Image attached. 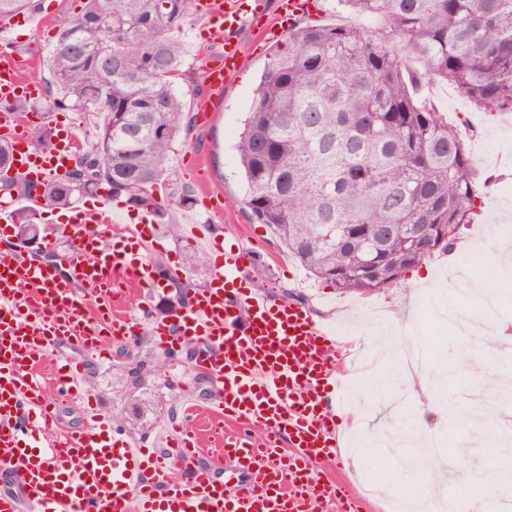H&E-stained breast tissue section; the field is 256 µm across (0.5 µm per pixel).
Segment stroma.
<instances>
[{
	"mask_svg": "<svg viewBox=\"0 0 512 512\" xmlns=\"http://www.w3.org/2000/svg\"><path fill=\"white\" fill-rule=\"evenodd\" d=\"M36 2L41 30L29 27L25 14H17L9 28L0 29V50L9 52L21 65L23 79L46 85L50 82L49 50L86 0ZM181 38L185 56L178 86L187 94L189 107L195 109L200 100L193 97L192 90L202 84L206 65L221 52L223 42L208 35L205 18L194 12L185 19ZM240 41L241 66L226 86L222 103L209 123L192 121L172 161L174 182L190 191L193 202L182 207L176 199H166L165 216L159 219L154 237L142 242V250L159 268L176 269L181 279L207 285L214 262L195 263V256L204 255L206 249L186 243L182 227L203 222L217 225L225 247L252 249L254 260L247 275L254 286L274 300L304 306L315 320L335 331L339 371L346 387L355 373L349 350L379 342L392 321H399L409 340L425 346L426 359L403 374L386 363L367 365V372H378L387 380L388 389L366 396L353 411L337 405L336 421L343 436L361 439L386 431L399 438L403 426L411 422L424 434H452L454 445L440 463L453 472L495 467L485 439L461 423L455 410L475 411L476 421L498 427L512 420V394L490 393L477 359L465 373H448V366L456 362L459 332L457 326L435 316L432 303L453 300L458 308L470 307L471 288L492 267L508 264V271L498 281L496 322L501 329L492 345L497 348L512 342V112L479 109L448 84L424 88V97L455 126L466 144L482 209L473 223L461 228L453 253L426 258L392 287L368 294L343 292L314 280L286 255L267 225L252 221L243 204L245 188L233 144L270 51L256 47L249 30L241 31ZM109 351V359H87V395L132 447L149 457L164 455L184 401L192 399L205 408L215 400V392L201 394L199 374L186 357L164 359L150 333H143L141 340L132 344L111 340ZM130 357L148 362L136 388L127 374L117 370ZM395 463V458L371 446L361 455H347L344 470L320 459L314 461L313 468L322 480L343 484L358 512H390L391 500L384 496L383 485Z\"/></svg>",
	"mask_w": 512,
	"mask_h": 512,
	"instance_id": "35a3bbf8",
	"label": "stroma"
}]
</instances>
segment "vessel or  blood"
I'll return each mask as SVG.
<instances>
[{
	"label": "vessel or blood",
	"instance_id": "vessel-or-blood-1",
	"mask_svg": "<svg viewBox=\"0 0 512 512\" xmlns=\"http://www.w3.org/2000/svg\"><path fill=\"white\" fill-rule=\"evenodd\" d=\"M195 0L224 52L206 68L208 102L219 101L241 63L239 32L250 28L262 40L283 36L305 17L308 0ZM39 83L24 82L11 58L0 56V138L13 146V170L32 181L63 175L72 165L77 137L64 123L51 151L35 148L27 129L7 108L15 99L41 96ZM112 201L104 197L84 215V224L62 222L70 235L67 270L34 263L0 249V512H354L342 485L315 479L311 463L329 457L343 464L332 409L336 340L300 305L271 301L245 275L248 250L224 248L213 224L185 228L190 242H205L221 262L208 287L190 291L176 320L116 316L90 318L85 310L108 301L112 284L124 280L147 293L167 288L169 279L141 252L153 234L155 214L145 212L130 235L106 241L97 231L110 223ZM150 329L161 349L190 340L199 346L196 370L209 375L220 393L209 409L210 445L233 459L248 488L230 494L199 438L204 412L190 405L170 441V450L143 467L139 450L98 420L63 440L40 441L55 419L56 406L44 396L52 388L68 401L82 397L83 360L57 363L50 385L35 368L45 352L68 343L108 357L104 337L136 340ZM266 430L265 442L254 429ZM292 455H281L279 438Z\"/></svg>",
	"mask_w": 512,
	"mask_h": 512
}]
</instances>
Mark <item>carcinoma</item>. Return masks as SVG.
I'll return each mask as SVG.
<instances>
[{"instance_id":"cac0c4a2","label":"carcinoma","mask_w":512,"mask_h":512,"mask_svg":"<svg viewBox=\"0 0 512 512\" xmlns=\"http://www.w3.org/2000/svg\"><path fill=\"white\" fill-rule=\"evenodd\" d=\"M31 0H0V21ZM190 0H87L49 53L54 97L18 101L102 116L97 139L64 177L39 190L66 208L102 187L135 210L156 194L190 205L170 163L191 117L175 87L185 54L176 33ZM328 11L379 23L298 25L256 86L235 144L245 204L287 254L341 291L396 284L417 252L453 250L472 222L473 166L456 129L423 87L445 82L478 108L512 112V0H326ZM112 57V68L100 54ZM53 147L52 128L32 131ZM430 229L421 247L411 228Z\"/></svg>"}]
</instances>
